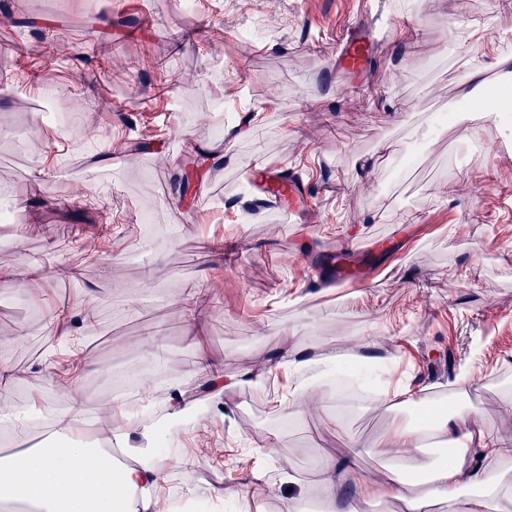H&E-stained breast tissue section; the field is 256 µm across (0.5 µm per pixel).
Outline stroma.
Returning a JSON list of instances; mask_svg holds the SVG:
<instances>
[{
    "instance_id": "1",
    "label": "stroma",
    "mask_w": 512,
    "mask_h": 512,
    "mask_svg": "<svg viewBox=\"0 0 512 512\" xmlns=\"http://www.w3.org/2000/svg\"><path fill=\"white\" fill-rule=\"evenodd\" d=\"M471 2L463 11L456 0H109L103 12L91 0H0V184L15 206L0 222V269L38 261L52 273L37 297L0 286V335L17 339L14 405L36 412L33 438L66 407L32 406L41 363L62 360L45 318L80 302L87 355L100 366L82 381L94 398L144 410L123 383L151 369L139 347L150 334L170 378L197 385L202 346L238 381L223 415L202 405L206 431L170 445L179 454L201 441L222 457L171 468L166 498L186 488L211 498L254 470L276 483L291 470L308 478L352 438L366 474L377 472L375 439L408 421L406 403L345 402L328 374L310 388L322 411L295 415L280 404L282 373L258 384L246 375L296 346L353 353L369 337L387 358L381 379L408 374L431 395L453 393L469 371L468 405L512 441V127L457 109L472 65L487 85L512 80V0ZM360 19L379 48L353 79L333 56ZM50 96L68 105L82 139L43 121ZM448 113L431 127L430 115ZM246 117L254 138H235L231 126ZM205 151L220 160L201 176ZM264 164L299 176L306 217L243 211L241 198L255 195L248 177ZM448 182L457 196H435ZM107 208L104 248L94 224ZM417 227L396 259L373 255L371 284L310 286L317 255ZM180 288L200 322L183 319L170 295Z\"/></svg>"
}]
</instances>
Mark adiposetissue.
I'll return each mask as SVG.
<instances>
[{
    "instance_id": "obj_1",
    "label": "adipose tissue",
    "mask_w": 512,
    "mask_h": 512,
    "mask_svg": "<svg viewBox=\"0 0 512 512\" xmlns=\"http://www.w3.org/2000/svg\"><path fill=\"white\" fill-rule=\"evenodd\" d=\"M48 334L70 347L73 375L60 379L52 364L40 372L37 400L65 399L68 407L56 415L53 429L41 447L29 448L0 459V500H21L33 512H169L159 488L170 467H196L193 454L176 459L150 448L131 449L130 461L114 466L105 452L115 443H128L142 431L139 418L117 400L98 405V426L84 420L89 395L79 383L89 361L75 338L80 333V310L64 307L51 311ZM13 340L0 337V428L18 441H26L34 418L15 411L8 384L13 366L8 358ZM202 374L201 397H194L184 381L171 380L163 399L166 416H194L199 402L221 407L226 383L224 369L206 351L197 353ZM427 443L454 447L451 458L420 456ZM387 463L371 480L360 474L361 452L349 448L340 459L322 462L316 485L329 512H354L350 499H382L400 505L402 512H487L490 502H512V442L500 438L482 414L449 403L447 414L420 425L399 422L377 440Z\"/></svg>"
}]
</instances>
